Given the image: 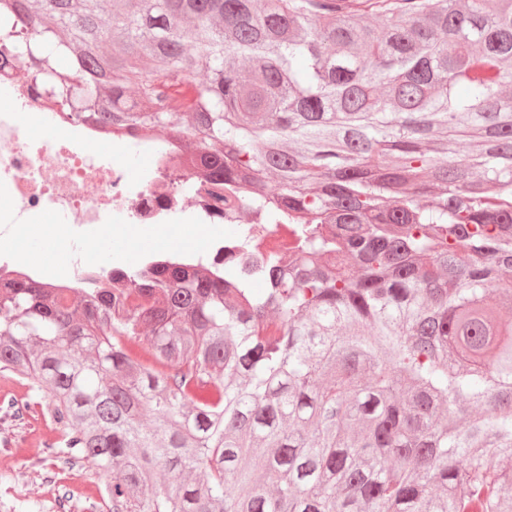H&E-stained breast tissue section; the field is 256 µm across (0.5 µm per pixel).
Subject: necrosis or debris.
Returning <instances> with one entry per match:
<instances>
[{
  "mask_svg": "<svg viewBox=\"0 0 512 512\" xmlns=\"http://www.w3.org/2000/svg\"><path fill=\"white\" fill-rule=\"evenodd\" d=\"M0 91L18 103L0 112V235L15 240L0 252V277L33 280L72 292L93 287L111 275L95 255L101 231L111 219L157 228L153 258H171L180 235L177 214L193 211L211 226L206 242L220 252L226 242L218 225L225 219L202 198H187L172 188L170 173L185 172V155L173 135L139 139L105 133L92 123H78L59 112L42 109L12 78L0 79ZM144 159L145 173L132 179L126 168L130 155ZM62 214L65 231L45 242L49 252L66 251L59 265L26 261L21 250L29 236L43 227L47 212Z\"/></svg>",
  "mask_w": 512,
  "mask_h": 512,
  "instance_id": "necrosis-or-debris-1",
  "label": "necrosis or debris"
}]
</instances>
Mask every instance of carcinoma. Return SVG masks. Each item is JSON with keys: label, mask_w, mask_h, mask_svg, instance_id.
<instances>
[{"label": "carcinoma", "mask_w": 512, "mask_h": 512, "mask_svg": "<svg viewBox=\"0 0 512 512\" xmlns=\"http://www.w3.org/2000/svg\"><path fill=\"white\" fill-rule=\"evenodd\" d=\"M17 63L287 225L127 288L0 281V374L112 512H512V0H112L110 29L99 0H0Z\"/></svg>", "instance_id": "cac0c4a2"}]
</instances>
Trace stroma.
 <instances>
[{"instance_id":"1","label":"stroma","mask_w":512,"mask_h":512,"mask_svg":"<svg viewBox=\"0 0 512 512\" xmlns=\"http://www.w3.org/2000/svg\"><path fill=\"white\" fill-rule=\"evenodd\" d=\"M147 236L103 229L107 265L134 264ZM61 434L42 410L21 418L0 413V512H112L103 473L60 446Z\"/></svg>"}]
</instances>
